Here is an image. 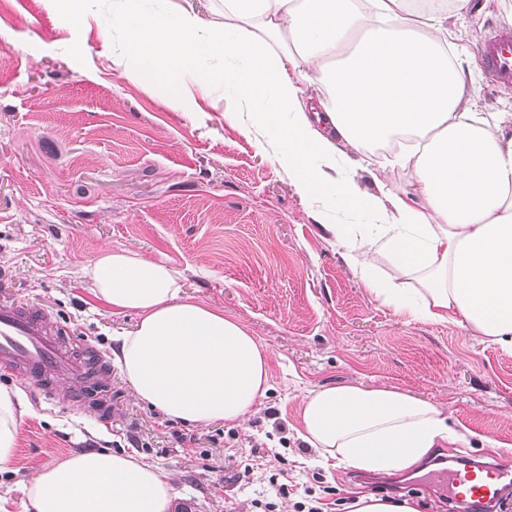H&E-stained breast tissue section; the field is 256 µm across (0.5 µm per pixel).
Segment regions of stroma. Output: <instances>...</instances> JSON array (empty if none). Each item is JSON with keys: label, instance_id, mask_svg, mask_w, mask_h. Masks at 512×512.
<instances>
[{"label": "stroma", "instance_id": "1", "mask_svg": "<svg viewBox=\"0 0 512 512\" xmlns=\"http://www.w3.org/2000/svg\"><path fill=\"white\" fill-rule=\"evenodd\" d=\"M91 10L78 24L46 0H0V294L43 306L109 354L113 335L136 318L97 298L83 267L112 249L166 262L188 295L250 331L268 357L269 388L244 424L190 426L137 401L117 368L104 418L47 404L35 384L0 374V387L19 389L26 407L12 471L0 477L10 512H35L25 485L40 469L103 448L166 470L176 507L249 512L272 491L256 443L282 460L289 495L280 512H296L310 491L326 512H348L358 491L444 512L426 490L387 492L353 469L319 464L299 438L303 395L348 383L427 399L470 431L472 454L512 460V355L460 325L415 320L375 299L273 148H259L231 117L223 85L167 102L127 68L112 0H93ZM494 24L512 27V0H467L447 21L465 105L484 115L512 113V89L493 87L478 58ZM190 435L194 446L182 447ZM247 466L250 483H236Z\"/></svg>", "mask_w": 512, "mask_h": 512}]
</instances>
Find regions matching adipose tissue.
<instances>
[{"mask_svg": "<svg viewBox=\"0 0 512 512\" xmlns=\"http://www.w3.org/2000/svg\"><path fill=\"white\" fill-rule=\"evenodd\" d=\"M465 0H224L233 30L192 10L143 12L116 0L124 52L176 103L188 85L231 89L248 128L277 142L302 196L356 216L327 232L377 299L417 319L453 322L512 354V133L503 115L464 105L444 20ZM240 68L219 73L212 59ZM317 85L301 105L303 84ZM405 138L390 165L412 192L366 193L345 172L352 153ZM389 261L380 269L371 256ZM95 295L131 312L116 360L135 399L188 424L244 423L268 389L267 356L249 331L185 295L180 273L124 250L84 267ZM22 403L0 388V473ZM301 438L322 458L366 472L410 470L439 444L466 437L438 405L394 387L322 386L301 403ZM169 475L101 450L39 471L36 512H172Z\"/></svg>", "mask_w": 512, "mask_h": 512, "instance_id": "adipose-tissue-1", "label": "adipose tissue"}]
</instances>
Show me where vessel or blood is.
Here are the masks:
<instances>
[{"label":"vessel or blood","instance_id":"b4317fda","mask_svg":"<svg viewBox=\"0 0 512 512\" xmlns=\"http://www.w3.org/2000/svg\"><path fill=\"white\" fill-rule=\"evenodd\" d=\"M477 49L489 82L512 87V30L487 28ZM0 372L37 384L51 403H76L101 414L111 407L107 356L88 342H75L41 308L0 301ZM427 478L464 512H497L505 488L512 485V463L498 459L476 465L461 459Z\"/></svg>","mask_w":512,"mask_h":512}]
</instances>
